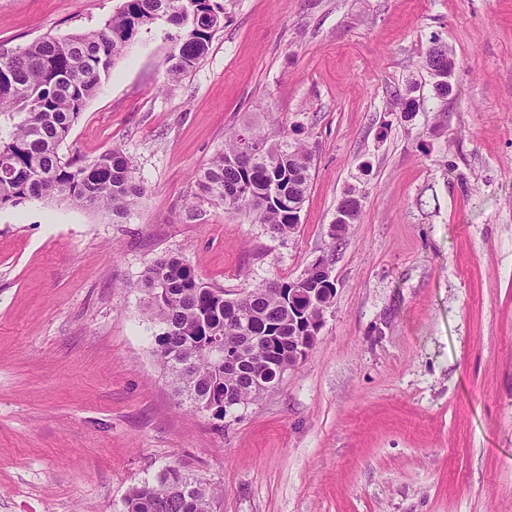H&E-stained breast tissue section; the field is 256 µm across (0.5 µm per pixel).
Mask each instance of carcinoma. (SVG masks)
<instances>
[{"instance_id": "carcinoma-1", "label": "carcinoma", "mask_w": 512, "mask_h": 512, "mask_svg": "<svg viewBox=\"0 0 512 512\" xmlns=\"http://www.w3.org/2000/svg\"><path fill=\"white\" fill-rule=\"evenodd\" d=\"M163 21L180 30L169 56L168 79L178 80L206 57L214 33L224 25L220 0H123L103 27L64 37L47 35L17 53H0V207L28 199L55 200L121 218L142 195L134 160L114 146L90 162L60 155L61 144L88 100L109 77L115 61L143 28ZM448 69V51L427 50L423 65ZM312 158L303 143L284 131L273 140L244 128L225 140L224 150L200 173V196L263 224L274 237L298 227ZM322 288V301L336 292L313 267L293 281L271 280L224 300V291L204 283L176 254L151 264L137 288L158 328L152 352L178 396L203 411L228 394L245 406L263 395L255 383L259 363L277 367L288 344L321 317V308H288V287ZM216 338L240 350L229 370L211 347ZM216 489L177 466L132 487L125 512H214Z\"/></svg>"}]
</instances>
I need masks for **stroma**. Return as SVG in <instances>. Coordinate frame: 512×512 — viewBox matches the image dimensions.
I'll return each instance as SVG.
<instances>
[{"instance_id": "obj_1", "label": "stroma", "mask_w": 512, "mask_h": 512, "mask_svg": "<svg viewBox=\"0 0 512 512\" xmlns=\"http://www.w3.org/2000/svg\"><path fill=\"white\" fill-rule=\"evenodd\" d=\"M121 4L0 0V52ZM224 7L176 82L174 27L141 30L60 147L133 157L144 194L124 218L0 209V512H124L169 465L219 490L215 512H512V0ZM435 41L455 60L444 102L423 67ZM244 125L312 153L291 236L198 195ZM351 191L359 219L336 243ZM165 254L229 297L331 257L305 361L226 417L180 404L137 288Z\"/></svg>"}]
</instances>
